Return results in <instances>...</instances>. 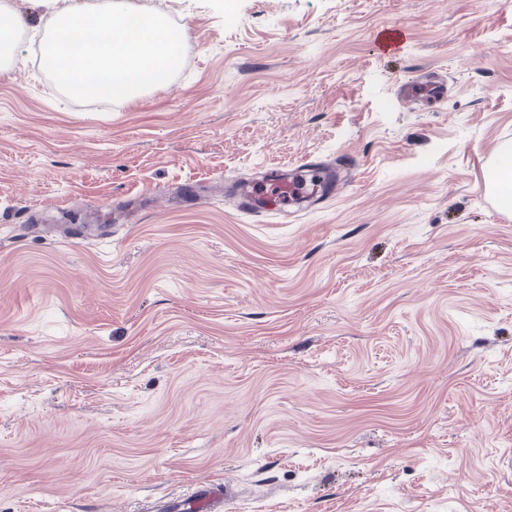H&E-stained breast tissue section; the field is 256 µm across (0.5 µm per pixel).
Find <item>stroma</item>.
I'll return each instance as SVG.
<instances>
[{"label": "stroma", "instance_id": "obj_1", "mask_svg": "<svg viewBox=\"0 0 512 512\" xmlns=\"http://www.w3.org/2000/svg\"><path fill=\"white\" fill-rule=\"evenodd\" d=\"M131 2L188 31L135 103L61 95L29 29L0 72V512L207 479L235 512H512V0ZM429 70L446 97L407 106ZM343 154L351 185L294 218L174 204ZM116 202L112 238L72 236ZM408 40V30L401 23H392L382 27L377 34L376 44L382 54L399 52ZM503 174H495L491 181L494 187L500 206L508 212H512V146L509 145L502 150Z\"/></svg>", "mask_w": 512, "mask_h": 512}]
</instances>
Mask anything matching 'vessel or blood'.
Wrapping results in <instances>:
<instances>
[{
  "label": "vessel or blood",
  "instance_id": "obj_1",
  "mask_svg": "<svg viewBox=\"0 0 512 512\" xmlns=\"http://www.w3.org/2000/svg\"><path fill=\"white\" fill-rule=\"evenodd\" d=\"M408 40V30L400 23L382 27L376 38L380 53L399 52ZM398 90L402 97L440 103L445 96L444 85L437 80L407 81ZM343 178L330 162L304 159L295 169L267 166L261 181H236L224 185L226 196L236 200L238 209L259 218L268 211L283 212L304 206H320L336 195ZM164 512H224V486L218 482L195 483L188 494L164 501Z\"/></svg>",
  "mask_w": 512,
  "mask_h": 512
}]
</instances>
